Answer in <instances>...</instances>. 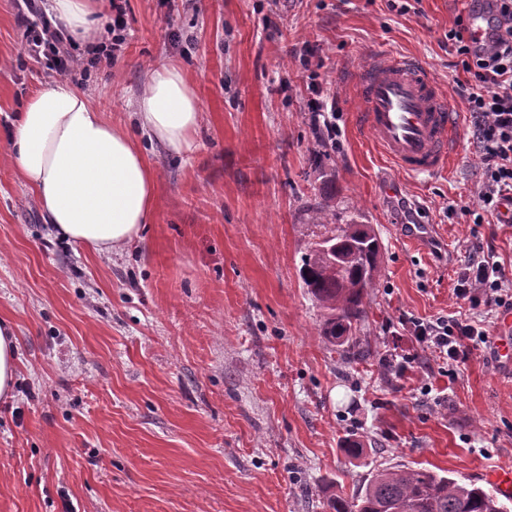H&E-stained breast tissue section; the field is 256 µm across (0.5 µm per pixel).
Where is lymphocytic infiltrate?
<instances>
[{
	"mask_svg": "<svg viewBox=\"0 0 512 512\" xmlns=\"http://www.w3.org/2000/svg\"><path fill=\"white\" fill-rule=\"evenodd\" d=\"M483 2L495 23L493 43L478 45L466 17L460 15L448 31V46L466 76L471 133L479 148L481 167L478 208L497 215L512 205V0ZM15 5L28 55L44 58L52 76L62 80L85 77L91 69L111 65L127 41L124 20L115 16L109 27L111 44L89 51L83 58L72 54L64 37L41 21L38 0H15ZM505 282L501 264L479 249L470 255L454 292L460 300L511 309L512 297L503 292ZM412 333L425 348L452 361L487 337L482 324L468 319L419 320L414 322Z\"/></svg>",
	"mask_w": 512,
	"mask_h": 512,
	"instance_id": "f902f5d3",
	"label": "lymphocytic infiltrate"
}]
</instances>
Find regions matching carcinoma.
<instances>
[{
  "label": "carcinoma",
  "instance_id": "1",
  "mask_svg": "<svg viewBox=\"0 0 512 512\" xmlns=\"http://www.w3.org/2000/svg\"><path fill=\"white\" fill-rule=\"evenodd\" d=\"M380 243L369 224H335L304 262L305 285L326 310L321 334L362 354L353 336L364 314L362 300L378 270ZM329 512H507L504 502L476 484L464 485L429 469L382 470L360 492L334 497Z\"/></svg>",
  "mask_w": 512,
  "mask_h": 512
}]
</instances>
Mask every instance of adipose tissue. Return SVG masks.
Segmentation results:
<instances>
[{
  "instance_id": "ef3b65f1",
  "label": "adipose tissue",
  "mask_w": 512,
  "mask_h": 512,
  "mask_svg": "<svg viewBox=\"0 0 512 512\" xmlns=\"http://www.w3.org/2000/svg\"><path fill=\"white\" fill-rule=\"evenodd\" d=\"M103 10V0L46 6L51 22L82 50L94 45ZM201 122L194 87L169 61L149 71L127 128L68 83L37 89L17 116L8 158L53 232L109 257L139 240L154 211L156 172L142 140L188 156Z\"/></svg>"
}]
</instances>
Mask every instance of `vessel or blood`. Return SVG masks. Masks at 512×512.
Returning <instances> with one entry per match:
<instances>
[{
    "instance_id": "1",
    "label": "vessel or blood",
    "mask_w": 512,
    "mask_h": 512,
    "mask_svg": "<svg viewBox=\"0 0 512 512\" xmlns=\"http://www.w3.org/2000/svg\"><path fill=\"white\" fill-rule=\"evenodd\" d=\"M362 117L381 153L398 170L418 175L447 168L459 145L446 101L426 70L408 57H388L359 75ZM483 481L512 499V469L484 471Z\"/></svg>"
}]
</instances>
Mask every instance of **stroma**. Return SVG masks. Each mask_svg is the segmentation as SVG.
Listing matches in <instances>:
<instances>
[{
  "label": "stroma",
  "mask_w": 512,
  "mask_h": 512,
  "mask_svg": "<svg viewBox=\"0 0 512 512\" xmlns=\"http://www.w3.org/2000/svg\"><path fill=\"white\" fill-rule=\"evenodd\" d=\"M460 2L402 15L392 0H120L122 53L76 87L125 123L149 69L173 60L203 122L191 156L144 143L155 209L106 259L50 234L5 159L17 112L50 77L0 0V319L19 340L0 400V512H328L379 470L475 483L512 467L500 313L454 295L478 246L512 281V223L464 213L479 152L448 51ZM389 55L421 61L458 119L449 169L401 173L364 126L355 79ZM313 83L336 94L331 151L305 110ZM327 201L382 246L355 328L363 361L325 341L302 279ZM408 222L433 227L428 243L402 236ZM442 316L482 322L488 342L455 362L422 349L413 320Z\"/></svg>",
  "instance_id": "1"
}]
</instances>
